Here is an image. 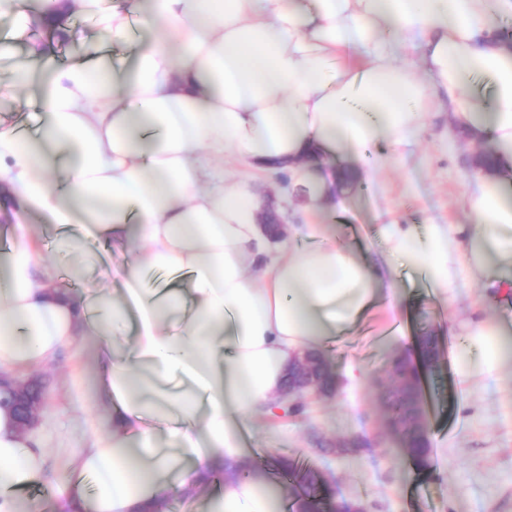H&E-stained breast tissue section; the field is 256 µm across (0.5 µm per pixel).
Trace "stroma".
Returning <instances> with one entry per match:
<instances>
[{
	"instance_id": "obj_1",
	"label": "stroma",
	"mask_w": 512,
	"mask_h": 512,
	"mask_svg": "<svg viewBox=\"0 0 512 512\" xmlns=\"http://www.w3.org/2000/svg\"><path fill=\"white\" fill-rule=\"evenodd\" d=\"M75 38L55 45L57 61L82 57L88 42L103 35L95 17L78 15L68 22ZM474 147L449 126L445 113L432 114L426 130L394 154L372 179L354 177L345 208L336 212L337 241L362 255L382 249L389 224H449L460 229L473 219L462 206L473 175L466 156ZM224 169L247 181L284 224H292L303 201L299 191H285L273 175L231 160ZM29 241L54 268L59 287L81 296L95 287L104 266L116 257L94 243L99 260L72 279L68 261L52 243L55 231L40 214L25 219ZM400 301L396 321L379 309L367 312L347 334L330 343L325 354L337 376L335 398L313 399L300 413L277 410L251 417L243 446L261 468L268 484L283 479L271 466L281 448L300 462L328 472L332 503L361 501L367 512H512V360L498 377L474 387L459 381L454 350L476 314L493 318L497 309L482 302L477 285H459L447 300L434 298L420 272L400 267L395 273ZM436 336L442 352L437 369L421 367L420 398L433 448L432 466L417 470L401 450L398 433L385 425L397 383L391 375L395 357L420 363L424 333ZM98 343L77 337L56 359L35 369L49 388L50 402L41 414L40 434L45 468L28 498L38 512H57L60 501L73 498L79 483L69 461L107 428L108 411L97 381ZM354 367L347 376L346 367ZM369 433L381 445L345 457L323 455V445Z\"/></svg>"
}]
</instances>
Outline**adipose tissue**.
Here are the masks:
<instances>
[{
	"label": "adipose tissue",
	"mask_w": 512,
	"mask_h": 512,
	"mask_svg": "<svg viewBox=\"0 0 512 512\" xmlns=\"http://www.w3.org/2000/svg\"><path fill=\"white\" fill-rule=\"evenodd\" d=\"M0 35L14 82L34 87L36 130L0 125V202L16 243L0 251V372L53 361L76 336L97 337L107 431L72 461L91 480L79 512H164L240 461L241 426L281 409L290 358L352 328L373 305L399 307L394 269L425 274L437 296L461 276L512 298V48L499 22L512 0H41L43 21L98 16L104 39L60 66L6 45L33 20L19 0ZM146 32L131 67L110 48ZM420 40L423 73L400 63L398 39ZM442 110L491 152L464 206L462 238L447 225L395 224L376 257L340 245L317 215L340 190L327 159L375 175ZM283 162L305 199L288 241L272 239L261 200L224 160ZM59 229V251L90 261L87 243L122 260L76 299L57 288L23 220ZM134 336H127L128 326ZM512 356V320H475L455 364L479 382ZM44 453L0 407V512H24ZM214 512H274L258 483L226 475Z\"/></svg>",
	"instance_id": "adipose-tissue-1"
}]
</instances>
